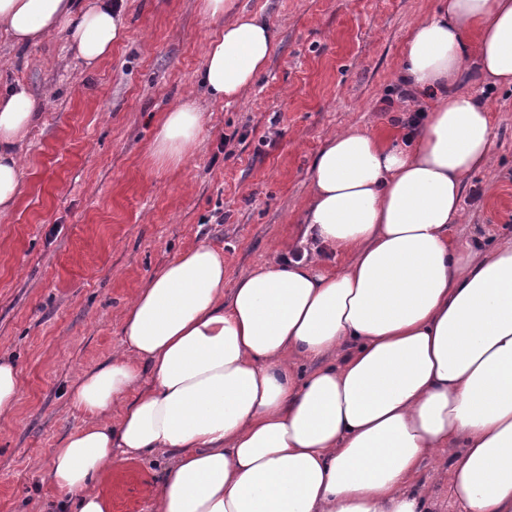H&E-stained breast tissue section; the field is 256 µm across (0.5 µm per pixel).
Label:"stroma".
Wrapping results in <instances>:
<instances>
[{
  "mask_svg": "<svg viewBox=\"0 0 512 512\" xmlns=\"http://www.w3.org/2000/svg\"><path fill=\"white\" fill-rule=\"evenodd\" d=\"M125 5V35L93 70L64 38L22 51L0 38V89L26 82L42 110L24 194L0 217V356L21 368L19 401L0 417V512L55 499L51 451L84 420L70 389L119 350L135 288L199 242L223 249L230 285L276 264L303 239L313 165L332 133L402 141L397 69L434 0H234L277 37L266 71L230 103L198 82L220 26L200 0ZM468 89L488 105L495 136L452 234L486 246L490 233L512 232V88ZM186 99L203 114L198 143L180 164L159 162V119ZM163 467L114 468L104 482L112 512H146Z\"/></svg>",
  "mask_w": 512,
  "mask_h": 512,
  "instance_id": "stroma-1",
  "label": "stroma"
}]
</instances>
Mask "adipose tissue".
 Returning <instances> with one entry per match:
<instances>
[{
	"instance_id": "obj_1",
	"label": "adipose tissue",
	"mask_w": 512,
	"mask_h": 512,
	"mask_svg": "<svg viewBox=\"0 0 512 512\" xmlns=\"http://www.w3.org/2000/svg\"><path fill=\"white\" fill-rule=\"evenodd\" d=\"M435 2L399 75L425 105L420 132L393 145L342 130L315 160L305 233L353 262L327 273L285 258L229 288L223 251L171 259L127 306L122 352L70 391L87 420L51 451L50 512H112L100 481L157 453L168 464L148 512H428L415 477L434 457L459 512H512V237L478 251L448 236L493 143L463 84L512 86V0ZM201 10L223 23L201 82L238 100L274 28L232 0ZM125 28L124 0H0L13 45L60 35L89 67ZM37 109L23 82L0 92V215L22 195ZM202 118L189 101L164 112L156 158L179 163Z\"/></svg>"
}]
</instances>
